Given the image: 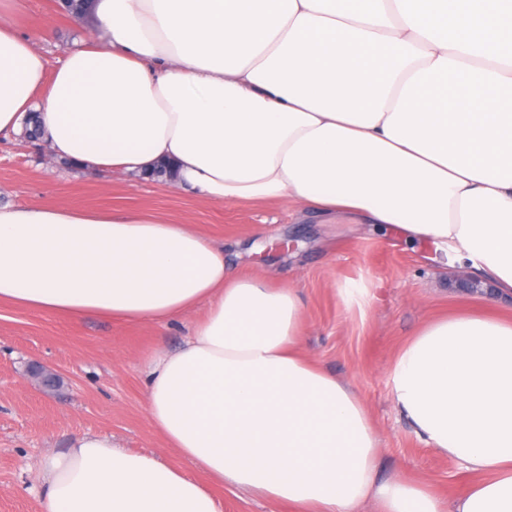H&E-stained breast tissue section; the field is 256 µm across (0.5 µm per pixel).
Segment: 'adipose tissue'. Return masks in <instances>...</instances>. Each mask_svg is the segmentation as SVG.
I'll return each instance as SVG.
<instances>
[{
  "instance_id": "obj_1",
  "label": "adipose tissue",
  "mask_w": 512,
  "mask_h": 512,
  "mask_svg": "<svg viewBox=\"0 0 512 512\" xmlns=\"http://www.w3.org/2000/svg\"><path fill=\"white\" fill-rule=\"evenodd\" d=\"M16 2L0 0V134L36 111L84 176L170 159L200 201L397 232L464 254L493 290L389 370L417 437L471 476L447 499L378 481L376 430L305 354L295 289L160 215L0 206V302L192 319L146 359L145 406L180 463L84 435L44 458L41 512H224L214 482L290 512H512V0H94L101 38L53 68Z\"/></svg>"
}]
</instances>
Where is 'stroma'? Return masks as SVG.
I'll use <instances>...</instances> for the list:
<instances>
[{"mask_svg":"<svg viewBox=\"0 0 512 512\" xmlns=\"http://www.w3.org/2000/svg\"><path fill=\"white\" fill-rule=\"evenodd\" d=\"M14 21L53 66L94 34L92 25L76 28L58 0H21ZM0 205L157 213L223 244L240 272L298 291L306 352L352 384L378 431L379 480L403 474L428 481L445 497L467 483L456 461L416 438L388 380L393 359L421 325L478 308L470 284L457 278L466 259L361 224L300 219L284 200L205 203L174 182L107 170L90 180L46 162L16 134L0 136ZM348 280L369 288L366 311L343 304L338 289ZM189 328L186 318L74 321L0 303V512H40L42 458L86 434L178 461L145 409L143 363L156 349L176 348ZM34 360L60 375L58 389H42L31 378Z\"/></svg>","mask_w":512,"mask_h":512,"instance_id":"obj_1","label":"stroma"}]
</instances>
